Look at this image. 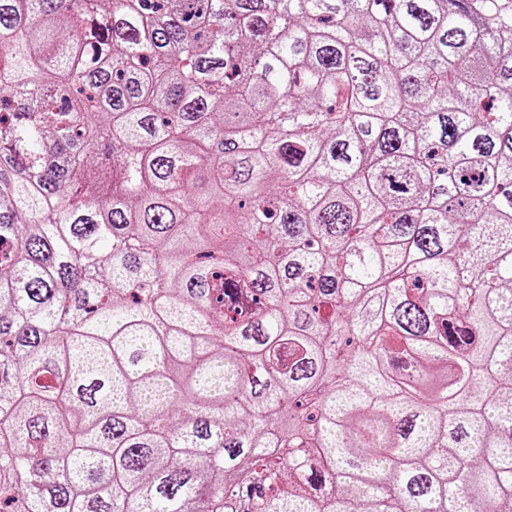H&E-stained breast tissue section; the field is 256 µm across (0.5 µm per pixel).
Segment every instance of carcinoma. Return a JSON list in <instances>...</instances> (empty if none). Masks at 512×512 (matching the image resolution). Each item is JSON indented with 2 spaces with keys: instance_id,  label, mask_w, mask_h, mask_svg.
I'll use <instances>...</instances> for the list:
<instances>
[{
  "instance_id": "cac0c4a2",
  "label": "carcinoma",
  "mask_w": 512,
  "mask_h": 512,
  "mask_svg": "<svg viewBox=\"0 0 512 512\" xmlns=\"http://www.w3.org/2000/svg\"><path fill=\"white\" fill-rule=\"evenodd\" d=\"M0 512H512V0H0Z\"/></svg>"
}]
</instances>
